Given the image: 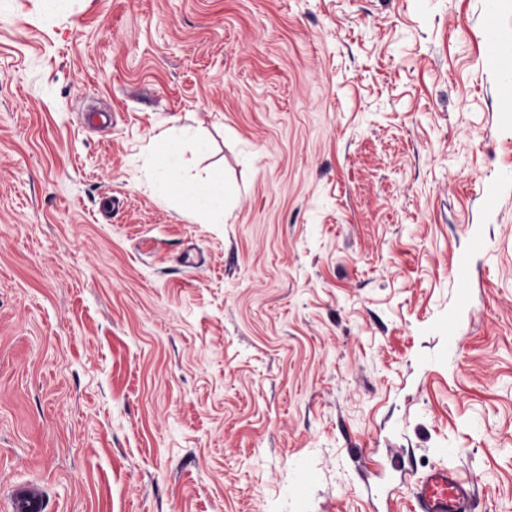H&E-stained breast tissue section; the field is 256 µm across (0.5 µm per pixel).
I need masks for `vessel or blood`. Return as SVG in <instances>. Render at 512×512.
I'll return each instance as SVG.
<instances>
[{"label": "vessel or blood", "instance_id": "obj_1", "mask_svg": "<svg viewBox=\"0 0 512 512\" xmlns=\"http://www.w3.org/2000/svg\"><path fill=\"white\" fill-rule=\"evenodd\" d=\"M474 484L457 470H432L417 484L413 512H472ZM12 512H43L45 495L34 484H17L11 490Z\"/></svg>", "mask_w": 512, "mask_h": 512}]
</instances>
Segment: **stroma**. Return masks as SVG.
Here are the masks:
<instances>
[{
    "instance_id": "obj_1",
    "label": "stroma",
    "mask_w": 512,
    "mask_h": 512,
    "mask_svg": "<svg viewBox=\"0 0 512 512\" xmlns=\"http://www.w3.org/2000/svg\"><path fill=\"white\" fill-rule=\"evenodd\" d=\"M434 467L512 512V0H0V512H410ZM156 167L162 173L176 170L181 159V146L178 140L163 132L155 140ZM197 206L204 213L224 211V181L212 176L207 181V188L199 195ZM13 512H43L45 495L43 490L34 484H16L11 489Z\"/></svg>"
}]
</instances>
